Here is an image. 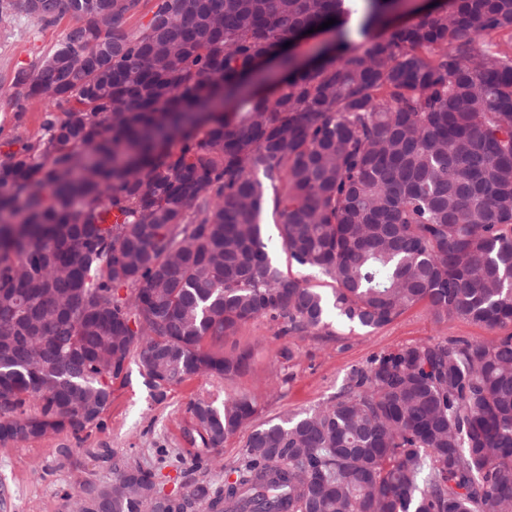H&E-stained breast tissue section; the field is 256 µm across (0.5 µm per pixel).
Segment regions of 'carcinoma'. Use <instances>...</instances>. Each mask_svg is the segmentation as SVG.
Here are the masks:
<instances>
[{
	"label": "carcinoma",
	"instance_id": "obj_1",
	"mask_svg": "<svg viewBox=\"0 0 512 512\" xmlns=\"http://www.w3.org/2000/svg\"><path fill=\"white\" fill-rule=\"evenodd\" d=\"M0 0V25L64 40L8 87L45 104L42 135L0 160V443L98 423L138 358L152 395L249 372L224 352L266 317L283 335L433 319L512 327V0ZM335 40L293 43L328 19ZM497 34L481 48L476 42ZM276 61L275 73L261 66ZM271 205L288 267L272 262ZM247 396L190 404L220 453ZM235 479L158 498L114 465L65 494L75 512H512V332L410 344L352 369L336 396L251 431Z\"/></svg>",
	"mask_w": 512,
	"mask_h": 512
}]
</instances>
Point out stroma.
<instances>
[{
  "mask_svg": "<svg viewBox=\"0 0 512 512\" xmlns=\"http://www.w3.org/2000/svg\"><path fill=\"white\" fill-rule=\"evenodd\" d=\"M71 17L41 27L27 17L0 26V81L16 67L28 65L61 43ZM39 106L15 112L0 97V143L41 134ZM334 333L279 336V326L266 318L242 324L230 344L251 349L254 362L246 374L227 379L198 376L172 386L165 400L155 401L139 369L130 362L125 381L114 383L112 403L99 424L29 442L0 444V512H64V494L87 482H108L112 464L124 460L156 475L165 493L184 491L202 465L220 484L240 460L246 440L238 434L224 444L220 458H198L186 431L188 406L196 400L222 403L225 397L248 395L255 400L254 425H262L317 406L334 396L351 369L369 366L402 346L450 338L489 339L492 331L464 319L435 322L426 308L414 306L390 324L366 332L334 323Z\"/></svg>",
  "mask_w": 512,
  "mask_h": 512,
  "instance_id": "obj_1",
  "label": "stroma"
}]
</instances>
